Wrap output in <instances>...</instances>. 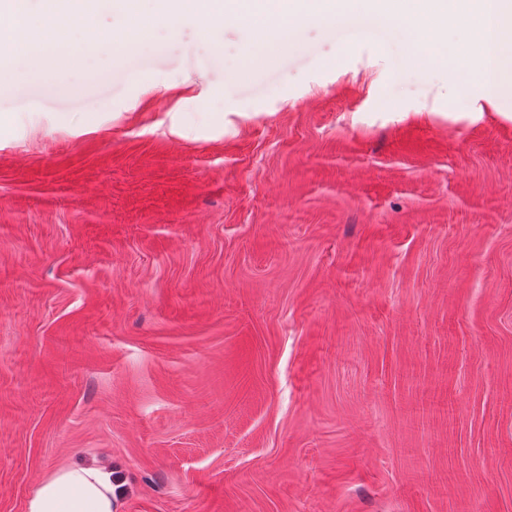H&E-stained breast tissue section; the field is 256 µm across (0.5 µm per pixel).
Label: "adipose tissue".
<instances>
[{"instance_id":"ef3b65f1","label":"adipose tissue","mask_w":512,"mask_h":512,"mask_svg":"<svg viewBox=\"0 0 512 512\" xmlns=\"http://www.w3.org/2000/svg\"><path fill=\"white\" fill-rule=\"evenodd\" d=\"M111 471L97 465L62 468L39 482L25 512H116Z\"/></svg>"}]
</instances>
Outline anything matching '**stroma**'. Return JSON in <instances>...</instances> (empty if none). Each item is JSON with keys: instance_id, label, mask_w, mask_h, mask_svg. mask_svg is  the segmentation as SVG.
<instances>
[{"instance_id": "obj_1", "label": "stroma", "mask_w": 512, "mask_h": 512, "mask_svg": "<svg viewBox=\"0 0 512 512\" xmlns=\"http://www.w3.org/2000/svg\"><path fill=\"white\" fill-rule=\"evenodd\" d=\"M126 26L0 51V512H512V119L394 23ZM112 471L102 466L62 468L39 482L25 512H116Z\"/></svg>"}]
</instances>
